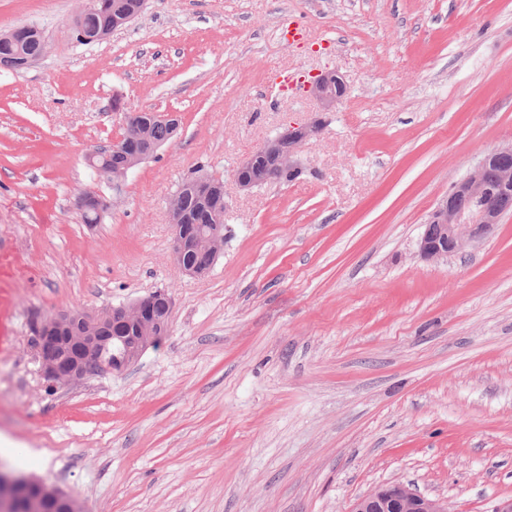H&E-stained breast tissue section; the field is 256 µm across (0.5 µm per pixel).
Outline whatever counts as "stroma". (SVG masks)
Returning <instances> with one entry per match:
<instances>
[{
	"label": "stroma",
	"mask_w": 512,
	"mask_h": 512,
	"mask_svg": "<svg viewBox=\"0 0 512 512\" xmlns=\"http://www.w3.org/2000/svg\"><path fill=\"white\" fill-rule=\"evenodd\" d=\"M80 0H0L46 55L0 67V469L88 512H351L400 482L450 512L512 499V215L444 262L438 201L512 142V0H145L77 43ZM302 27L282 39L286 21ZM336 72L320 112L273 72ZM174 137L121 182L93 173L126 113ZM322 119L301 177L241 189L239 163ZM224 181L210 273L171 258L169 201ZM90 191L110 207L85 223ZM168 332L120 372L49 387L35 320L157 290Z\"/></svg>",
	"instance_id": "stroma-1"
}]
</instances>
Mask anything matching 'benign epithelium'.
<instances>
[{
	"mask_svg": "<svg viewBox=\"0 0 512 512\" xmlns=\"http://www.w3.org/2000/svg\"><path fill=\"white\" fill-rule=\"evenodd\" d=\"M343 83L335 72L318 73L305 89L318 106L328 111L342 96ZM154 120L143 122L137 132L112 145L122 155L112 165L105 150L86 155L88 164L100 176L120 180L154 153L158 145L151 138ZM320 124L291 125L275 138L264 141L236 170V181L243 189L271 178L275 173L298 174L294 150L303 141L318 133ZM512 214V144L499 147L485 155L461 180L456 182L432 211L418 243L419 256L439 262L462 253L474 241L490 233L494 226ZM202 260L188 263L185 241L176 237L172 258L186 274L202 277L219 255L224 236L216 230L197 238ZM170 307L166 295L156 291L128 305L114 307L97 314H58L37 322L36 357L43 378L51 386L73 385L101 372L121 371L138 360L141 353L162 338L161 320L155 311L157 301ZM108 323L114 329L137 326L140 335L127 346L123 356L110 362L104 350L112 340L99 334ZM22 502L25 512H86L74 495L42 480L0 472V512H12ZM352 512H450L448 502L427 498L410 487L395 483L378 487L360 497Z\"/></svg>",
	"mask_w": 512,
	"mask_h": 512,
	"instance_id": "1",
	"label": "benign epithelium"
}]
</instances>
